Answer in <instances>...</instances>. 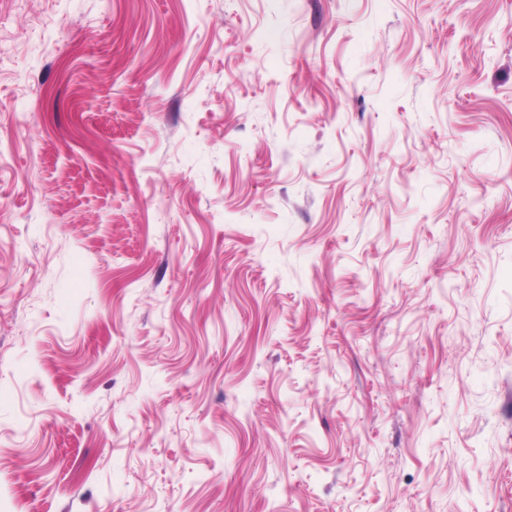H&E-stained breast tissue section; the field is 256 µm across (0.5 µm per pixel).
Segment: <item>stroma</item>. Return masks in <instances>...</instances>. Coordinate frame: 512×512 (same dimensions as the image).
<instances>
[{
  "mask_svg": "<svg viewBox=\"0 0 512 512\" xmlns=\"http://www.w3.org/2000/svg\"><path fill=\"white\" fill-rule=\"evenodd\" d=\"M0 512H512V0H0Z\"/></svg>",
  "mask_w": 512,
  "mask_h": 512,
  "instance_id": "1",
  "label": "stroma"
}]
</instances>
